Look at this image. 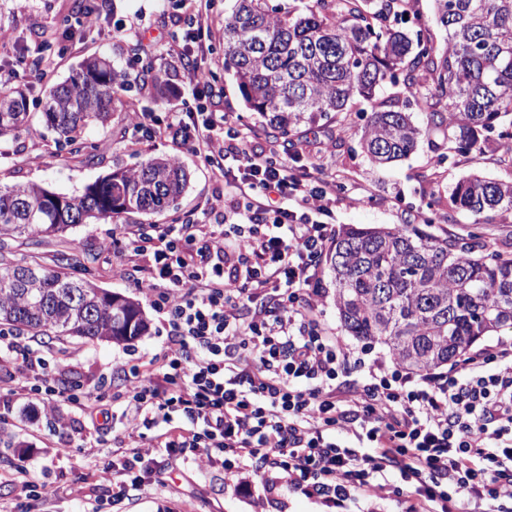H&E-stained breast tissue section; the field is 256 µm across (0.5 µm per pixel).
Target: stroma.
<instances>
[{"label": "stroma", "mask_w": 512, "mask_h": 512, "mask_svg": "<svg viewBox=\"0 0 512 512\" xmlns=\"http://www.w3.org/2000/svg\"><path fill=\"white\" fill-rule=\"evenodd\" d=\"M97 4L95 26L66 38L62 31L71 16L70 0H0V27L11 33L10 41L0 43V69L11 72L13 82L27 85L34 100L29 129L19 130L12 141L16 161L0 159L1 186L37 183L61 194L78 195L112 170L167 155L176 157L190 173L185 193L169 211L132 214L128 223L148 233L162 224L223 223L224 205L217 200L221 183L215 173L189 146L160 134L174 103L184 112L232 113L250 150L273 151L292 165L324 170L336 182V203L329 217L336 226L428 222L437 234L465 238L475 231L498 245L512 240V215L493 214L477 225L470 214L448 207L452 188L464 177L479 174L512 180V167L500 163L493 149L477 159L455 152L439 164L423 140L408 158L388 167L373 166L359 146L371 109L364 101L354 111L299 125L295 147H286L263 132L260 117L248 109L224 71L228 0H211L208 19L202 24L190 16L181 0H97ZM93 56L107 58L132 75L133 81L122 93V111L113 113L107 125L86 130L95 158L82 163L73 158L70 147L57 144L56 133L42 120L39 102L51 86L64 82L73 68ZM148 61L166 73L175 91L173 98H160L151 87L136 82V74ZM190 62L214 72L215 80L206 87L196 85L186 69ZM135 111L150 115L151 132L130 126L129 115ZM120 232L115 223L71 229L69 239L90 255L73 274L139 302L149 322L147 334L119 344L20 338L44 359L53 378L95 384L109 393L123 387L122 367L149 359L167 336L165 322L150 298L113 272L112 240ZM59 412L73 420V450L67 455L58 451L52 419L42 411L37 396L22 387L13 395L0 396V438L12 441L11 448L0 447V474L22 468L39 483L55 487L56 496L42 503L40 512H90L92 506L111 502L119 491L117 483L102 481L99 470L111 463L110 442L126 430L128 420L117 412L107 428L96 429L82 421L71 405H60ZM141 474L144 487L133 499L123 501L122 512H327L317 499L285 488L269 496L260 479L242 485L221 466L186 464L177 453L162 449L143 463ZM76 479L81 492H68Z\"/></svg>", "instance_id": "stroma-1"}]
</instances>
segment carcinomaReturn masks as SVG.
<instances>
[{
    "label": "carcinoma",
    "instance_id": "obj_1",
    "mask_svg": "<svg viewBox=\"0 0 512 512\" xmlns=\"http://www.w3.org/2000/svg\"><path fill=\"white\" fill-rule=\"evenodd\" d=\"M433 17L417 0H307L285 11L274 0H232L224 10V70L243 100L275 137L296 148V127L372 103L359 144L377 165L410 155L435 130L455 147L433 140L436 162L447 152L483 154L489 145L512 166V0H432ZM413 15L412 26L404 17ZM447 33L438 43L430 21ZM162 91L152 64L137 75ZM129 74L105 58L83 61L53 86L43 106L58 141L73 145L93 124H105L122 104ZM384 84L399 96L377 100ZM30 89L0 90V155L25 124ZM423 115L417 125L413 113ZM508 125L490 141L489 133ZM189 180L179 161L150 156L118 168L47 203L53 190L36 183L0 187V329L48 340L79 338L121 343L148 331L138 302L121 294L96 299L99 286L76 279L77 246L67 239L79 224L118 222L127 214L173 207ZM448 207L482 215L512 211V181L472 175L459 181ZM38 248L57 242L52 263L39 253L18 260L8 241ZM335 304L349 335L381 344L405 370L423 375L464 356L489 332L512 331V251L473 233L438 235L417 224L364 227L336 234L325 255Z\"/></svg>",
    "mask_w": 512,
    "mask_h": 512
}]
</instances>
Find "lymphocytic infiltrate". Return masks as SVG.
<instances>
[{
    "mask_svg": "<svg viewBox=\"0 0 512 512\" xmlns=\"http://www.w3.org/2000/svg\"><path fill=\"white\" fill-rule=\"evenodd\" d=\"M231 123L176 112L169 125L223 178L228 228L167 224L147 239L129 225L114 242L139 259L116 274L155 295L169 334L116 396L130 427L112 475L160 448L200 466L225 453L241 480L260 474L330 508L399 498L404 512H461L467 499L512 512V341L414 376L325 332L318 273L336 235L324 220L336 186L250 152L225 133ZM19 368L43 385L47 412L66 402L96 422V389L49 381L0 331L1 392H13Z\"/></svg>",
    "mask_w": 512,
    "mask_h": 512,
    "instance_id": "1",
    "label": "lymphocytic infiltrate"
}]
</instances>
